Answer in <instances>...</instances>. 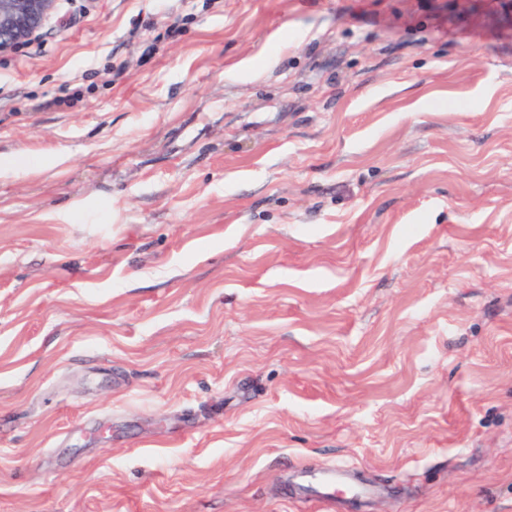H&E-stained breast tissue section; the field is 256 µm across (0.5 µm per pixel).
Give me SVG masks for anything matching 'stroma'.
Wrapping results in <instances>:
<instances>
[{
	"label": "stroma",
	"instance_id": "1",
	"mask_svg": "<svg viewBox=\"0 0 512 512\" xmlns=\"http://www.w3.org/2000/svg\"><path fill=\"white\" fill-rule=\"evenodd\" d=\"M36 38L0 512H299L340 462L378 493L314 512H512V0H58Z\"/></svg>",
	"mask_w": 512,
	"mask_h": 512
}]
</instances>
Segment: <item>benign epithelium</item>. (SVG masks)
I'll use <instances>...</instances> for the list:
<instances>
[{"instance_id": "obj_1", "label": "benign epithelium", "mask_w": 512, "mask_h": 512, "mask_svg": "<svg viewBox=\"0 0 512 512\" xmlns=\"http://www.w3.org/2000/svg\"><path fill=\"white\" fill-rule=\"evenodd\" d=\"M56 8L57 0H0V54L29 40Z\"/></svg>"}]
</instances>
